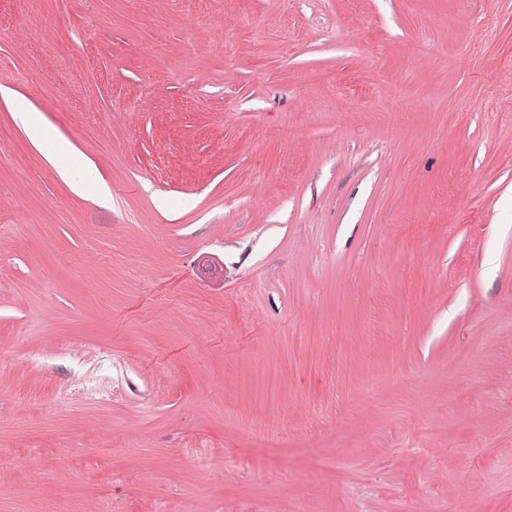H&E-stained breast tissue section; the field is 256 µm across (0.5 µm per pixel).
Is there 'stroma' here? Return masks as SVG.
Instances as JSON below:
<instances>
[{
    "mask_svg": "<svg viewBox=\"0 0 512 512\" xmlns=\"http://www.w3.org/2000/svg\"><path fill=\"white\" fill-rule=\"evenodd\" d=\"M1 139L0 512H512V0H0ZM19 108L20 109L17 111V117L24 125L31 140L35 143H39L46 135L45 125L41 116L37 112H28L22 105H20ZM50 162L61 175H69L73 168L81 164L71 145L60 139L55 144Z\"/></svg>",
    "mask_w": 512,
    "mask_h": 512,
    "instance_id": "35a3bbf8",
    "label": "stroma"
}]
</instances>
